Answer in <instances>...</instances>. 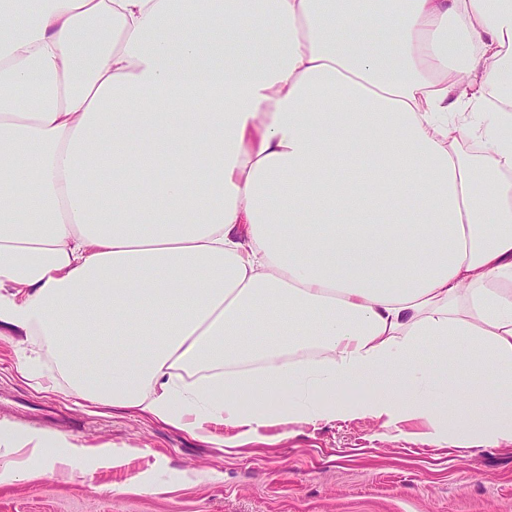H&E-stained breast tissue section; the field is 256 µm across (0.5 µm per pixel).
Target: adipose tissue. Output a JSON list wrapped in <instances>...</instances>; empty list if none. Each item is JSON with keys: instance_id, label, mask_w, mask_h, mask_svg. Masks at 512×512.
Wrapping results in <instances>:
<instances>
[{"instance_id": "obj_1", "label": "adipose tissue", "mask_w": 512, "mask_h": 512, "mask_svg": "<svg viewBox=\"0 0 512 512\" xmlns=\"http://www.w3.org/2000/svg\"><path fill=\"white\" fill-rule=\"evenodd\" d=\"M15 4L1 337L235 448L363 413L512 441V0ZM60 448L129 454L0 425V482Z\"/></svg>"}]
</instances>
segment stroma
Returning a JSON list of instances; mask_svg holds the SVG:
<instances>
[{"mask_svg": "<svg viewBox=\"0 0 512 512\" xmlns=\"http://www.w3.org/2000/svg\"><path fill=\"white\" fill-rule=\"evenodd\" d=\"M0 340V424L77 446L130 449L119 467L59 461L54 478L0 484V512H512V444L452 448L368 415L274 424L240 448L235 429L210 441L136 413L76 402L66 380L43 390L16 372Z\"/></svg>", "mask_w": 512, "mask_h": 512, "instance_id": "35a3bbf8", "label": "stroma"}]
</instances>
